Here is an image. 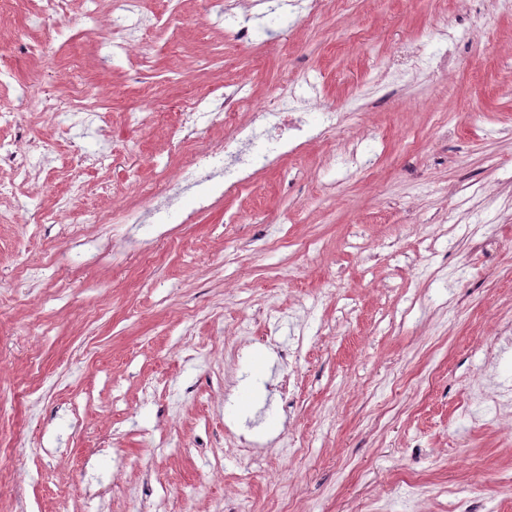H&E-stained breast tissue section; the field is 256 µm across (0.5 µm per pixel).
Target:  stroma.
Returning <instances> with one entry per match:
<instances>
[{"label": "stroma", "mask_w": 512, "mask_h": 512, "mask_svg": "<svg viewBox=\"0 0 512 512\" xmlns=\"http://www.w3.org/2000/svg\"><path fill=\"white\" fill-rule=\"evenodd\" d=\"M305 5L141 0L95 27L83 0L62 18L42 0L0 11V141L40 146L22 222L0 223V467L27 470L0 481V512H452L474 484L481 512H512V401L486 399L512 387L497 343L512 336V12ZM228 10L251 16L255 46ZM299 71L309 124L342 115L329 136L195 223L171 212L169 240L105 224L183 165L170 131L187 95L238 83L252 107ZM22 84L81 85L67 130L17 109ZM93 223L120 251L63 254V225Z\"/></svg>", "instance_id": "1"}]
</instances>
